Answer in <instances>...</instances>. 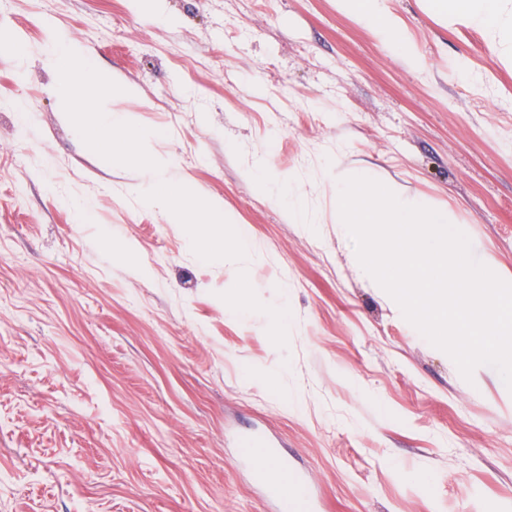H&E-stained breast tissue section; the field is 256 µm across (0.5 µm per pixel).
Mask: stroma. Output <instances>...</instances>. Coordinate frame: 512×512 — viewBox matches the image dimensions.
I'll use <instances>...</instances> for the list:
<instances>
[{
  "label": "stroma",
  "instance_id": "35a3bbf8",
  "mask_svg": "<svg viewBox=\"0 0 512 512\" xmlns=\"http://www.w3.org/2000/svg\"><path fill=\"white\" fill-rule=\"evenodd\" d=\"M161 5L0 0L27 50L19 76L0 48V512H272L237 443L256 433L305 472L298 512H512V391L489 366L465 381L362 276L330 168L371 163L448 208L512 282V39L384 0L413 67L336 0ZM54 32L138 89L108 105L174 156L173 179L251 228L249 278L290 308L287 348L266 315L225 317L223 264L61 120ZM262 155L313 233L248 177Z\"/></svg>",
  "mask_w": 512,
  "mask_h": 512
}]
</instances>
